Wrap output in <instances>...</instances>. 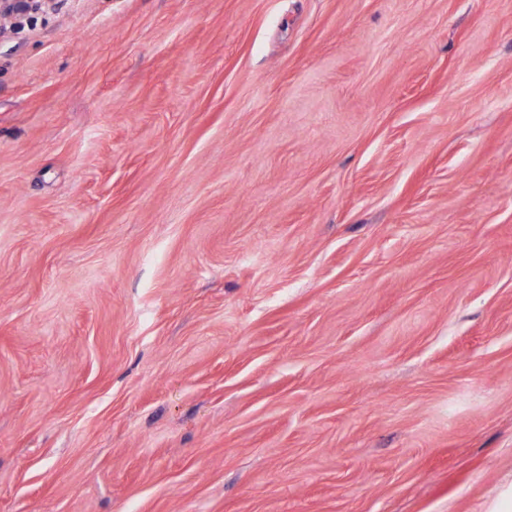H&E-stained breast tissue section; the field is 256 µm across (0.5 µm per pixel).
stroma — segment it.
I'll return each mask as SVG.
<instances>
[{"mask_svg": "<svg viewBox=\"0 0 512 512\" xmlns=\"http://www.w3.org/2000/svg\"><path fill=\"white\" fill-rule=\"evenodd\" d=\"M511 488L512 0H56L0 37V512Z\"/></svg>", "mask_w": 512, "mask_h": 512, "instance_id": "obj_1", "label": "stroma"}]
</instances>
